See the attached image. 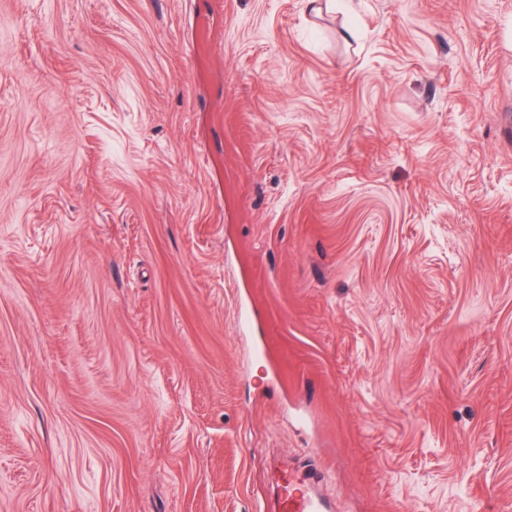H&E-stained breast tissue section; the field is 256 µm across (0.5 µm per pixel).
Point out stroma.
<instances>
[{"instance_id":"stroma-1","label":"stroma","mask_w":512,"mask_h":512,"mask_svg":"<svg viewBox=\"0 0 512 512\" xmlns=\"http://www.w3.org/2000/svg\"><path fill=\"white\" fill-rule=\"evenodd\" d=\"M285 465L512 512V0H0V512Z\"/></svg>"}]
</instances>
